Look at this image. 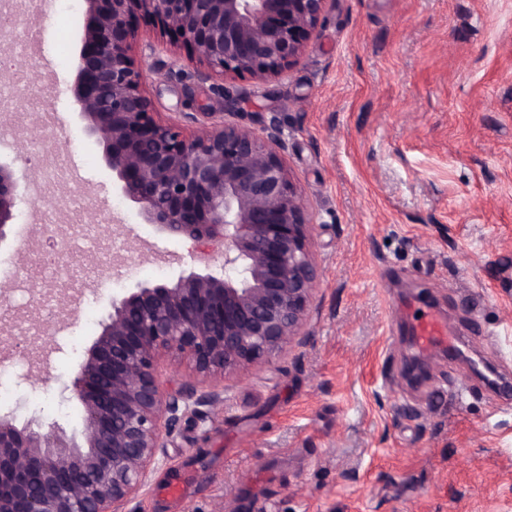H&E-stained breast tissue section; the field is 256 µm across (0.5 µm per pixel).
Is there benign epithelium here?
Instances as JSON below:
<instances>
[{
	"instance_id": "7a95c632",
	"label": "benign epithelium",
	"mask_w": 512,
	"mask_h": 512,
	"mask_svg": "<svg viewBox=\"0 0 512 512\" xmlns=\"http://www.w3.org/2000/svg\"><path fill=\"white\" fill-rule=\"evenodd\" d=\"M329 0H84L70 87L112 186L166 236L224 249L220 268L182 271L112 299L101 332L65 390L83 429L0 415V512H125L144 492L185 418L224 403V378L272 365L302 336L318 266L307 206L286 165L288 138L263 137L235 113L192 117L189 135L155 117L131 53L147 21L216 73L263 85L294 66ZM23 15L0 24L10 45ZM37 170L0 159V243ZM190 380L162 379L170 362Z\"/></svg>"
}]
</instances>
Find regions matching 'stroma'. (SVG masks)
<instances>
[{
    "label": "stroma",
    "instance_id": "obj_1",
    "mask_svg": "<svg viewBox=\"0 0 512 512\" xmlns=\"http://www.w3.org/2000/svg\"><path fill=\"white\" fill-rule=\"evenodd\" d=\"M58 9L66 41L36 68L55 88L54 133L87 210L175 257L153 273L125 251L92 297L101 314L199 262L113 190L68 93L84 0ZM180 57L172 69L163 53L143 61L156 118L193 131L190 115L223 111L230 91L240 125H282L319 277L301 341L226 378L204 420H182L126 512H512V0H330L299 62L262 87L200 81ZM85 304L65 306L72 343L47 373L10 382L0 415L81 428L62 390L100 332ZM429 312L455 350H417L427 364L413 383L410 336Z\"/></svg>",
    "mask_w": 512,
    "mask_h": 512
}]
</instances>
